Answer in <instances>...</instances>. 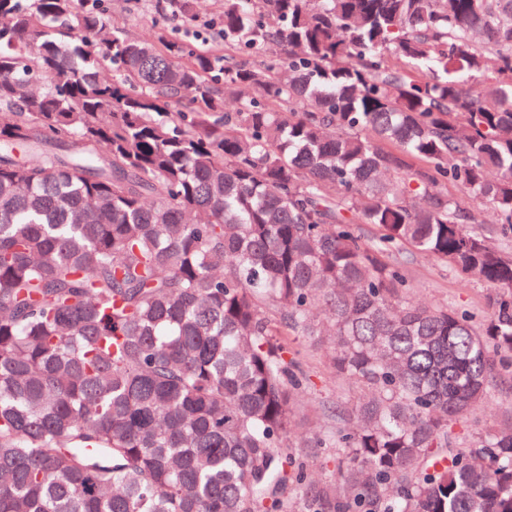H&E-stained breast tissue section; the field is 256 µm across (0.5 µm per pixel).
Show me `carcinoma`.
<instances>
[{
    "instance_id": "carcinoma-1",
    "label": "carcinoma",
    "mask_w": 512,
    "mask_h": 512,
    "mask_svg": "<svg viewBox=\"0 0 512 512\" xmlns=\"http://www.w3.org/2000/svg\"><path fill=\"white\" fill-rule=\"evenodd\" d=\"M217 29L0 0V512H512V422L453 430L512 370V0ZM401 251L488 284L486 324L407 301ZM316 305L371 389L304 444L345 449L329 484L285 446L325 418L286 340Z\"/></svg>"
}]
</instances>
